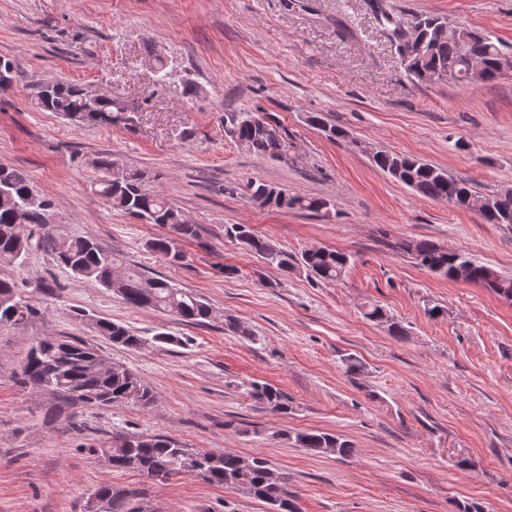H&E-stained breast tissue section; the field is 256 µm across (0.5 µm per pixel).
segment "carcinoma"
<instances>
[{
    "instance_id": "obj_1",
    "label": "carcinoma",
    "mask_w": 512,
    "mask_h": 512,
    "mask_svg": "<svg viewBox=\"0 0 512 512\" xmlns=\"http://www.w3.org/2000/svg\"><path fill=\"white\" fill-rule=\"evenodd\" d=\"M381 30L403 67L415 82H431L443 75L447 80L484 84L501 78L512 70V51L497 38L444 16L395 11L388 0H369ZM38 105L46 112H58L75 121L111 126L123 120L125 106L114 100L90 101L80 84L58 81L39 88ZM225 132L235 142L244 141L253 153L279 160L288 148L286 131L272 125L254 112L224 114ZM377 168L417 194L446 201L464 210L473 209L480 198L469 180L419 158L378 147L372 154ZM95 184L97 193L114 210L147 224L166 226L175 236L156 238L149 248L177 265L184 259L176 239H195L198 225L189 221L169 200L147 188V174L117 165L109 155L98 157ZM252 195L276 193L265 205L320 213L329 209L324 198L299 197L283 188L265 183L250 186ZM486 224L512 225V191L493 195L492 206L479 212ZM53 203L39 195L29 175L21 169L0 165V261L20 268L32 251L49 255L66 269L71 278L82 283L94 281L111 288L113 273H118L117 293L129 305L175 316L194 325L224 323V330L249 342L255 336L238 319L206 302L196 293L177 287L163 276H151L136 266L121 261L116 254L102 249L91 239L69 233L52 221ZM226 233L243 243L266 267L283 272L296 268L319 282L340 279L350 263V256L334 249L306 250L300 254L272 244L254 232L248 224H233ZM396 251L410 255L417 265L456 279V268L468 266L469 282L494 295L512 301V276L506 277L479 263L465 252L443 251L425 239L399 240ZM38 314V308L18 288L13 279L0 278V327L23 328ZM367 316L389 324L393 336L405 329L380 307ZM96 329L112 343L140 349L149 343L122 323L109 320L95 322ZM99 348L69 336L49 337L38 341L27 352L20 372V383L29 384L55 395L62 404H90L108 407L132 403L147 408L154 402L148 385L134 372L123 367L106 368L100 362ZM250 396L279 415L294 410L286 393L268 383L253 382ZM295 444L312 455L348 457L353 452L350 441L319 430L301 431L291 436ZM120 454L112 459V468L134 471L163 483L177 474L187 473L204 482L227 488H242L264 502L269 512H298L295 497L286 491L287 475L259 455L242 456L231 450L204 451L189 448L181 441L163 434L132 436L123 439ZM142 491L103 484L90 497L96 501L94 512H141L136 507Z\"/></svg>"
}]
</instances>
